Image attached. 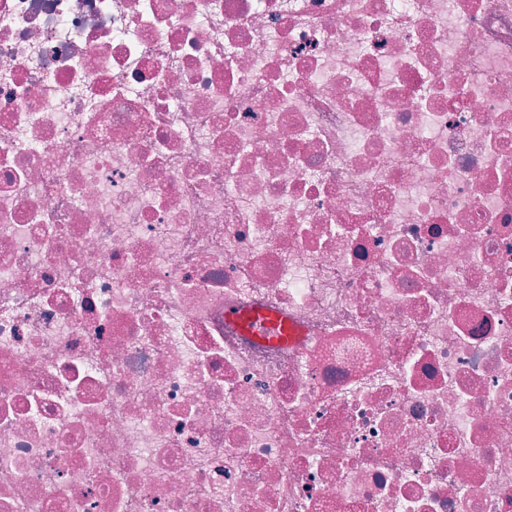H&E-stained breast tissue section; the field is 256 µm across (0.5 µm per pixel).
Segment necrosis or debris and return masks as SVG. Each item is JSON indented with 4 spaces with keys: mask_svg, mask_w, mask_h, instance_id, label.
I'll return each instance as SVG.
<instances>
[{
    "mask_svg": "<svg viewBox=\"0 0 512 512\" xmlns=\"http://www.w3.org/2000/svg\"><path fill=\"white\" fill-rule=\"evenodd\" d=\"M0 512H512V0H0ZM229 318L238 323L246 334H256L269 341L291 344L304 333L284 313L277 310L231 313Z\"/></svg>",
    "mask_w": 512,
    "mask_h": 512,
    "instance_id": "necrosis-or-debris-1",
    "label": "necrosis or debris"
}]
</instances>
